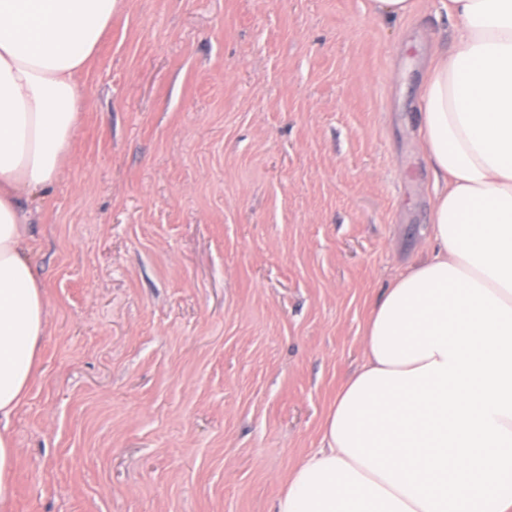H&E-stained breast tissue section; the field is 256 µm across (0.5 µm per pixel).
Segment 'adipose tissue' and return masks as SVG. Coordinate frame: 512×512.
<instances>
[{"mask_svg": "<svg viewBox=\"0 0 512 512\" xmlns=\"http://www.w3.org/2000/svg\"><path fill=\"white\" fill-rule=\"evenodd\" d=\"M116 0H0V422L24 403L47 325L20 200L48 191L70 160L86 108L78 77ZM451 51L420 86V147L441 177L431 254L392 279L450 265L512 307V0H441ZM326 416L321 446L289 472L273 512H424L341 449Z\"/></svg>", "mask_w": 512, "mask_h": 512, "instance_id": "ef3b65f1", "label": "adipose tissue"}]
</instances>
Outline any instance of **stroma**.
I'll return each instance as SVG.
<instances>
[{"mask_svg": "<svg viewBox=\"0 0 512 512\" xmlns=\"http://www.w3.org/2000/svg\"><path fill=\"white\" fill-rule=\"evenodd\" d=\"M438 0H116L32 198L39 369L13 512H271L389 281L426 257ZM375 16L407 18L417 10V0H370Z\"/></svg>", "mask_w": 512, "mask_h": 512, "instance_id": "stroma-1", "label": "stroma"}]
</instances>
